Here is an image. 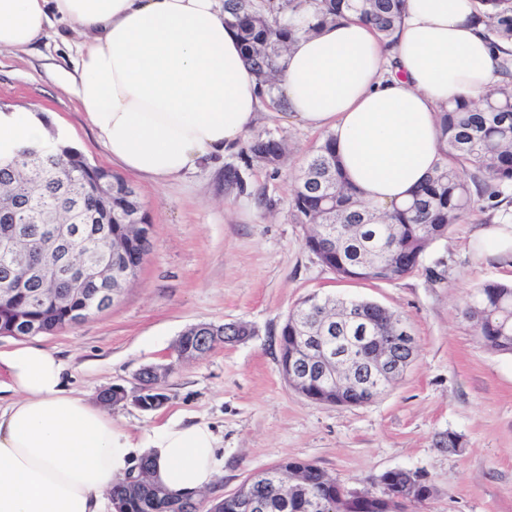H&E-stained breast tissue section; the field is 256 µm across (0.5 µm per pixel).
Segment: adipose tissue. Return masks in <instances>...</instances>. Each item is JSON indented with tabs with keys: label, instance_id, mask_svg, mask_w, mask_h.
I'll use <instances>...</instances> for the list:
<instances>
[{
	"label": "adipose tissue",
	"instance_id": "obj_1",
	"mask_svg": "<svg viewBox=\"0 0 512 512\" xmlns=\"http://www.w3.org/2000/svg\"><path fill=\"white\" fill-rule=\"evenodd\" d=\"M477 0H408L383 48L370 25L340 20L295 38L280 60L285 119L336 139L345 172L374 213L390 210L441 157V105L478 99L500 80L501 48ZM79 33L65 84L113 161L156 184L233 149L266 106L222 0H0V51ZM44 120L0 113V150L43 142ZM488 256L512 252V211L479 226ZM13 398L0 405V512H106L105 493L133 454L175 493L214 486L224 467L209 424L171 419L140 439L68 390L55 352L0 353Z\"/></svg>",
	"mask_w": 512,
	"mask_h": 512
}]
</instances>
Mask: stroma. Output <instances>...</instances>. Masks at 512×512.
<instances>
[{"label":"stroma","mask_w":512,"mask_h":512,"mask_svg":"<svg viewBox=\"0 0 512 512\" xmlns=\"http://www.w3.org/2000/svg\"><path fill=\"white\" fill-rule=\"evenodd\" d=\"M76 40L72 34L46 39L32 53H0V101L47 116L49 132L108 168L106 150L61 86ZM249 133L283 139L285 163L274 169L235 151L161 185L129 175L152 225L137 279L107 310L34 343L56 350L72 387L94 401L115 383L134 389L142 366L170 363L187 327L248 324L246 340L175 366L161 408L144 411L129 401L111 409L136 437L173 416L214 429L224 469L204 493L206 510L250 475L298 459L377 496L384 472H421L435 493L408 512H512V355L487 350L461 314L477 285L512 282V255L484 258L471 243L491 213L487 200H475L412 274L342 280L307 250V228L289 214L294 179L322 132L265 111ZM228 166L242 186L225 184ZM312 294L371 300L400 313L415 337V364L362 406L326 405L293 390L277 339L289 309ZM449 431L461 435L462 453L437 447Z\"/></svg>","instance_id":"35a3bbf8"}]
</instances>
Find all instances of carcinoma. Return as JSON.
Returning a JSON list of instances; mask_svg holds the SVG:
<instances>
[{
    "label": "carcinoma",
    "instance_id": "1",
    "mask_svg": "<svg viewBox=\"0 0 512 512\" xmlns=\"http://www.w3.org/2000/svg\"><path fill=\"white\" fill-rule=\"evenodd\" d=\"M407 0H224V22L237 30L244 61L255 73L261 91L281 107L275 97L277 59L287 43L301 33L314 32L340 18L354 17L374 28L388 46L406 10ZM487 7L486 31L492 40L512 41V6L509 0H479ZM438 124L445 147L433 173L402 205L375 224L343 173L336 139L327 134L297 176L290 200V215L310 226L305 245L318 261L343 280L393 281L421 264L430 245L462 220L476 197L493 200L512 186V88L499 87L481 103L454 101L441 107ZM241 154L268 166L286 160L283 141L270 135L247 140ZM0 200L21 197L25 207L13 219L0 218V231H21L20 256L0 255V280L17 267L29 265L45 271L58 265L48 228L67 224L87 242L105 237L112 241L122 263L143 264L148 247L137 225L148 219L140 197L121 188L124 179L86 161L81 153L53 138L38 146L18 144L0 151ZM106 284L91 281L79 294L66 296L67 278L45 289L27 278L24 287L0 298V331L8 330L16 310L26 308L42 333L68 326L69 316L83 307L84 299ZM356 317L350 319L336 306V298L308 296L288 311L280 330L279 345L292 348L299 337L316 333L323 306L333 321L324 342L331 356L350 360L346 376L356 363L372 358L374 339L392 335L401 315L369 300L353 301ZM463 316L472 323L484 346L495 353L512 354V284L487 281L471 294ZM240 322L204 324L181 332L175 342L176 359L194 360L224 343L226 336H247ZM349 389L330 388L315 378L301 394L323 404L348 396ZM274 475L252 490L265 504L263 512H393L397 504L363 501L340 496L336 479L318 465L283 460L272 467ZM120 512H200L198 494L172 493L152 480V462L143 457L125 479L108 491ZM208 512H249L244 500L226 497Z\"/></svg>",
    "mask_w": 512,
    "mask_h": 512
}]
</instances>
